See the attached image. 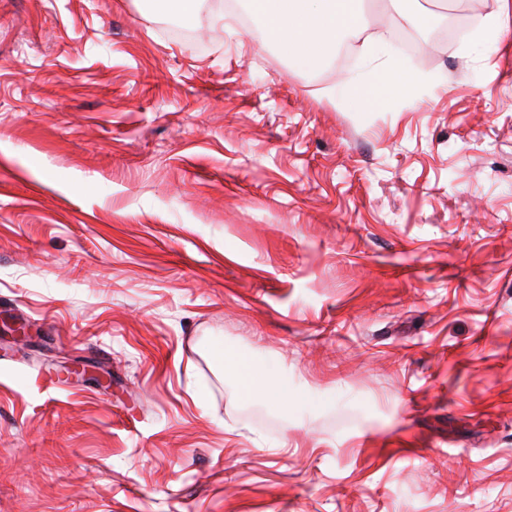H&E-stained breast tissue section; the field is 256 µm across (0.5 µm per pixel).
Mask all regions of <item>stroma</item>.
<instances>
[{"label": "stroma", "instance_id": "obj_1", "mask_svg": "<svg viewBox=\"0 0 512 512\" xmlns=\"http://www.w3.org/2000/svg\"><path fill=\"white\" fill-rule=\"evenodd\" d=\"M225 2L0 0V512H512V0L314 71ZM370 60L378 61L367 80H354L337 90V95L362 103L387 107L392 101L404 94L416 78L403 70L400 63L385 56L384 46L380 43L364 47ZM214 354L223 363L231 365L243 398L272 399L284 412H288V408L293 405L294 399L288 394V389L281 387L274 375L254 368L250 361L234 357L224 349H217Z\"/></svg>", "mask_w": 512, "mask_h": 512}]
</instances>
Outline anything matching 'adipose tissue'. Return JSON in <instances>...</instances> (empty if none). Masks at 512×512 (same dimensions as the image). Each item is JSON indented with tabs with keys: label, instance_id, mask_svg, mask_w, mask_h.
I'll return each instance as SVG.
<instances>
[{
	"label": "adipose tissue",
	"instance_id": "adipose-tissue-1",
	"mask_svg": "<svg viewBox=\"0 0 512 512\" xmlns=\"http://www.w3.org/2000/svg\"><path fill=\"white\" fill-rule=\"evenodd\" d=\"M249 6L261 19L266 40L284 47L305 69L333 57L337 46L363 24L357 0H249ZM364 51L375 62L369 79L349 82L339 88L338 94L362 103L388 106L414 84L415 78L396 59L386 56L382 44L365 46ZM215 355L230 364L243 398L271 399L284 411L293 405V397L274 375L224 350H216Z\"/></svg>",
	"mask_w": 512,
	"mask_h": 512
}]
</instances>
